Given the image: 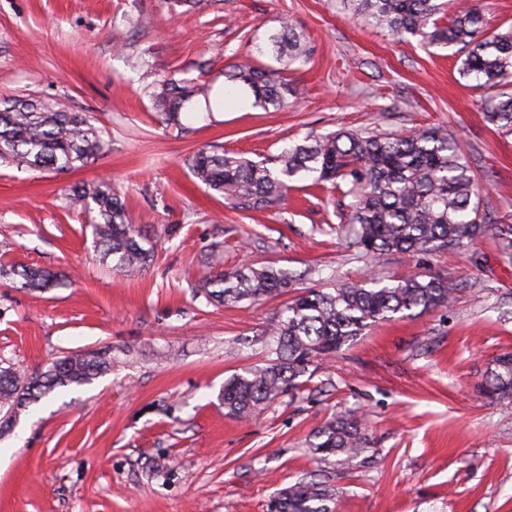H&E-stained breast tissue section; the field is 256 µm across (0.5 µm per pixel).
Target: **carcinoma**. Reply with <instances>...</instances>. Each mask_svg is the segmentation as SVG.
Masks as SVG:
<instances>
[{
	"instance_id": "1",
	"label": "carcinoma",
	"mask_w": 512,
	"mask_h": 512,
	"mask_svg": "<svg viewBox=\"0 0 512 512\" xmlns=\"http://www.w3.org/2000/svg\"><path fill=\"white\" fill-rule=\"evenodd\" d=\"M351 17L393 37L419 39L426 47L458 48L459 74L485 93L482 112L487 122L512 134V24L492 28L483 11L454 13V0H345ZM278 68L236 65L224 73L231 91L250 90L254 104L278 110L295 90L288 71L310 58L311 48L292 25L283 23L269 37ZM211 108V88L173 76L158 79L156 108L175 120L194 99ZM105 148L100 132L83 112L59 110L42 100L0 101V156L27 167L68 171L79 169ZM195 178L228 203L244 209L277 205L290 183L310 180L335 184L341 191L339 215L355 225L353 245L365 256L386 252L452 255L475 239L492 233L506 255H512V224L502 223L483 205L487 183L474 172L457 141L440 128L392 133L339 129L310 133L301 144L260 161L220 150H200L186 159ZM70 203L95 212V246L116 271L133 273L154 257L153 246L130 223L125 205L109 182L76 185ZM0 277L19 280L32 291L51 288L56 273L42 267L1 265ZM297 276L273 264L207 273L201 292L210 302L259 301L292 297L269 324L276 359L263 367L234 374L222 390L227 414L245 418L278 396L299 390L312 380L313 363L333 359L343 346L378 322L396 315L446 310L457 288L446 278L411 275L401 280L376 278L346 284L331 292L298 290ZM109 352L89 351L64 356L29 378L0 366V430L12 414L49 395L58 387L81 386L110 371ZM485 396L512 402V353L496 360L482 384ZM313 452L343 467L368 450L363 418L346 413L314 434ZM334 489L316 475L305 477L275 496L271 512H333Z\"/></svg>"
}]
</instances>
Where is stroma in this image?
<instances>
[{"instance_id": "35a3bbf8", "label": "stroma", "mask_w": 512, "mask_h": 512, "mask_svg": "<svg viewBox=\"0 0 512 512\" xmlns=\"http://www.w3.org/2000/svg\"><path fill=\"white\" fill-rule=\"evenodd\" d=\"M0 0V97L85 112L105 151L84 168L33 170L0 160V261L57 272L30 292L0 278V364L23 376L52 360L110 348L112 368L56 389L0 434V512H267L319 474L334 512H512V404L480 390L512 352V258L493 236L458 254L349 247L335 189L296 183L282 206L241 210L192 176L186 158L220 148L258 160L341 128L399 132L443 126L486 176L485 201L512 224V135L488 124L482 91L458 74L451 47L400 41L349 17L341 0ZM312 54L289 77L296 103L246 102L166 120L151 77L225 84L229 67L274 65L281 22ZM111 180L155 257L132 276L93 244L67 191ZM326 291L374 273L452 280L449 309L377 323L306 390L251 418L228 416L224 382L275 359L267 324L282 299L211 304L201 270L266 264ZM363 414L370 441L346 469L320 461L315 432Z\"/></svg>"}]
</instances>
